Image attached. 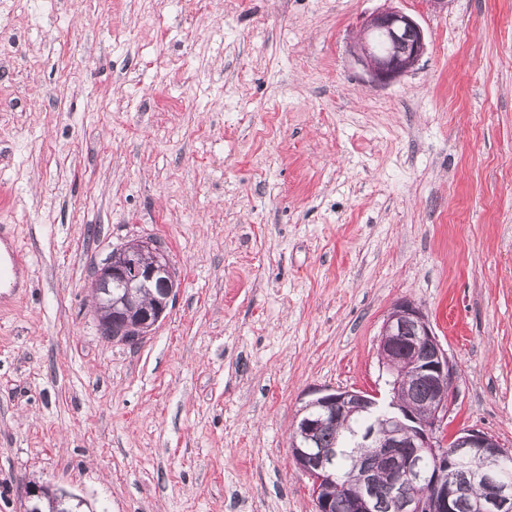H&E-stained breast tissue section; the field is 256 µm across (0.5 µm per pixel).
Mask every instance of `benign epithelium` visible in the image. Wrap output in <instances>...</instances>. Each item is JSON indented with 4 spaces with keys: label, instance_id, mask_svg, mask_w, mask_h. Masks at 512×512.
<instances>
[{
    "label": "benign epithelium",
    "instance_id": "benign-epithelium-1",
    "mask_svg": "<svg viewBox=\"0 0 512 512\" xmlns=\"http://www.w3.org/2000/svg\"><path fill=\"white\" fill-rule=\"evenodd\" d=\"M427 51L425 33L410 14L384 8L362 17L350 53L367 81L385 86L409 73ZM179 284L170 257L154 238L126 243L96 268L93 297L101 334L112 339V317L126 319L128 340L151 334L173 304ZM378 358L389 377L390 401L380 402L375 391L320 390L301 409L305 421L294 427L291 459L311 482L317 512H328L330 501L321 497L333 477L331 452L318 448L308 462L305 449L313 446L317 428L329 421L381 412L383 430L359 434V448H373L386 460L388 494L398 512H512V484L499 477L512 452L493 437L475 430L441 434L454 399L457 367L449 360L422 309L410 300L396 302L387 314L378 340ZM412 382L427 387L428 395L413 403L404 394ZM469 458L464 467L457 450ZM484 483V496L474 501L470 486ZM374 472L362 468L357 491L348 503L350 512H375L371 488ZM48 484L25 486L22 512H42Z\"/></svg>",
    "mask_w": 512,
    "mask_h": 512
}]
</instances>
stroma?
Instances as JSON below:
<instances>
[{"label": "stroma", "instance_id": "stroma-1", "mask_svg": "<svg viewBox=\"0 0 512 512\" xmlns=\"http://www.w3.org/2000/svg\"><path fill=\"white\" fill-rule=\"evenodd\" d=\"M392 6L427 38L368 83ZM0 512H316L289 437L314 390L384 389L402 299L455 363L449 429L512 451V0H0ZM162 241L180 288L137 347L95 267ZM379 43L385 44L382 51ZM427 51L425 33L410 14L384 8L363 16L350 53L367 81L385 86L409 73ZM0 241L8 244L7 257L1 260L0 254V280L5 281L9 276V272H12L14 276L17 274L20 266L25 263V254L24 248L18 239H11L5 225L0 227Z\"/></svg>", "mask_w": 512, "mask_h": 512}]
</instances>
